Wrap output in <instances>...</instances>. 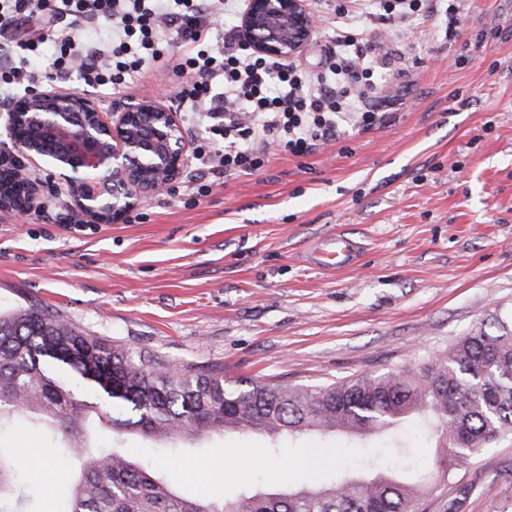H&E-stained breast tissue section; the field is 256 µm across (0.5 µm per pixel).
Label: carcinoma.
<instances>
[{"label": "carcinoma", "instance_id": "obj_1", "mask_svg": "<svg viewBox=\"0 0 512 512\" xmlns=\"http://www.w3.org/2000/svg\"><path fill=\"white\" fill-rule=\"evenodd\" d=\"M18 414L59 437L61 454L80 460L59 512H420L421 499L447 484L443 512H467L473 484L458 474L483 448L512 437V307L495 309L416 367L323 386H230L217 367L146 359L42 307L13 308L0 311V432ZM94 416L113 432L155 441L248 431L275 442L304 432L368 438L433 417L446 462L430 483L387 470L316 475L307 486L285 482L217 502L178 493L127 448L87 451ZM18 488L17 460L0 448V512H28Z\"/></svg>", "mask_w": 512, "mask_h": 512}]
</instances>
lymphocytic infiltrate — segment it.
<instances>
[{"label": "lymphocytic infiltrate", "mask_w": 512, "mask_h": 512, "mask_svg": "<svg viewBox=\"0 0 512 512\" xmlns=\"http://www.w3.org/2000/svg\"><path fill=\"white\" fill-rule=\"evenodd\" d=\"M465 0H349L337 5L341 25L323 73L310 77L295 62L254 54L236 28L214 35V21L240 14L243 0H0V22L17 17L51 23L70 18L72 32L61 39L59 72L77 71L84 85H124L127 76L165 68L190 75L179 94L219 148L199 150L198 179L252 173L272 153L304 156L338 140L343 124L367 130L383 115L372 106L378 72L389 54L366 36L373 20L394 23L401 38L430 23L446 40L457 35ZM171 30L178 46L163 40ZM0 46V99L14 100V86L33 82L28 52Z\"/></svg>", "instance_id": "lymphocytic-infiltrate-1"}]
</instances>
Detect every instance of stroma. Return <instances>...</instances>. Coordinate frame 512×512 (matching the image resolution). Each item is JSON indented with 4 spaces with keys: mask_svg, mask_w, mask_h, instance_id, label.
<instances>
[{
    "mask_svg": "<svg viewBox=\"0 0 512 512\" xmlns=\"http://www.w3.org/2000/svg\"><path fill=\"white\" fill-rule=\"evenodd\" d=\"M447 44L423 34L375 35L394 59L375 100L384 120L346 128L312 154H273L262 170L199 189L188 178L119 224L69 221L65 197L16 220L0 211V307L36 304L81 330L145 356L204 370L228 384L255 379L317 386L383 374L441 354L499 306H512V0H468ZM0 28L36 41V86L86 94L104 108L177 95L186 80L155 70L127 86L56 78V22ZM344 233L355 265L322 271L315 242ZM30 471L37 512H56L73 476L49 432L17 420L0 437ZM124 447L161 467L186 493L224 499L357 465L403 464L384 441L316 433L281 440L228 431ZM469 512H512V439L477 458Z\"/></svg>",
    "mask_w": 512,
    "mask_h": 512,
    "instance_id": "1",
    "label": "stroma"
}]
</instances>
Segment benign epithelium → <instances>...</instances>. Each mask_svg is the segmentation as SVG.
I'll use <instances>...</instances> for the list:
<instances>
[{
	"instance_id": "benign-epithelium-1",
	"label": "benign epithelium",
	"mask_w": 512,
	"mask_h": 512,
	"mask_svg": "<svg viewBox=\"0 0 512 512\" xmlns=\"http://www.w3.org/2000/svg\"><path fill=\"white\" fill-rule=\"evenodd\" d=\"M314 31L308 0H247L238 26L245 46L281 59L300 52ZM7 131L19 156H0V179L24 182L28 196L19 204L0 195V208L22 215L41 207L26 174L39 162L64 185L73 214L118 224L181 177L189 161L177 113L153 100L107 112L86 95L36 88L10 106Z\"/></svg>"
}]
</instances>
